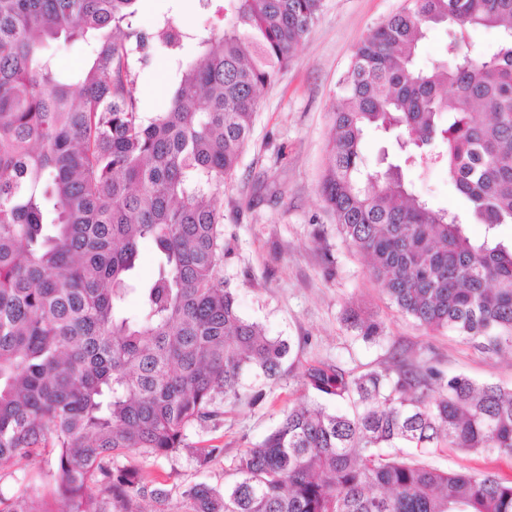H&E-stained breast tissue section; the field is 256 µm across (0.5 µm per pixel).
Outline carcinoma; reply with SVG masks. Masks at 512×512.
I'll list each match as a JSON object with an SVG mask.
<instances>
[{
    "label": "carcinoma",
    "instance_id": "1",
    "mask_svg": "<svg viewBox=\"0 0 512 512\" xmlns=\"http://www.w3.org/2000/svg\"><path fill=\"white\" fill-rule=\"evenodd\" d=\"M137 2L0 0V467L52 449L65 504L0 493V512L167 504L165 483L117 458L173 455L245 395L246 373L277 381L290 353L224 284L217 200L260 92L322 0H224L219 32L171 16L137 29ZM440 23L459 37L447 59L416 67ZM469 27L498 29L496 52L474 54ZM61 38L89 48L76 77L49 52ZM155 52L178 81L168 108L147 113L136 64ZM330 118L320 193L370 276L424 329L511 352L512 240L498 229L512 224V0H408L357 46ZM370 127L414 150L367 170ZM430 163L447 166L483 238L406 187L402 168ZM144 241L157 264L147 281ZM350 319L380 339L378 323ZM302 384L312 398L235 457L234 482L181 493L189 512H512V482L422 460L445 448L512 457L511 389L405 360L359 374L312 366Z\"/></svg>",
    "mask_w": 512,
    "mask_h": 512
}]
</instances>
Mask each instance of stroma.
I'll return each mask as SVG.
<instances>
[{
    "label": "stroma",
    "mask_w": 512,
    "mask_h": 512,
    "mask_svg": "<svg viewBox=\"0 0 512 512\" xmlns=\"http://www.w3.org/2000/svg\"><path fill=\"white\" fill-rule=\"evenodd\" d=\"M406 0H323L315 25L279 79L259 98L255 125L240 162L224 182L223 278L237 297L240 315L285 340L290 353L274 383L247 377V395L225 401L218 420L187 431L188 446L167 458L138 453L122 464L150 472L173 492L169 512H184L185 486L231 482V464L244 448L261 441L284 411L308 399L301 376L310 366L331 365L355 374L393 365L402 357L512 388V356L494 355L448 331L429 332L399 313L368 272L366 258L339 235L318 190L339 81L357 45ZM172 14L193 28L210 24L212 8L199 0H140L137 20L148 29ZM176 79L165 55L153 54L137 68L135 94L143 111L160 112ZM413 190L432 204L465 215L445 166L414 167L405 173ZM381 321L379 342L367 343L346 321L350 312ZM217 446L222 457L199 469L194 449ZM429 464L451 472L493 473L512 481V458L445 450ZM57 483L50 453L0 470V492L51 497Z\"/></svg>",
    "instance_id": "stroma-1"
}]
</instances>
